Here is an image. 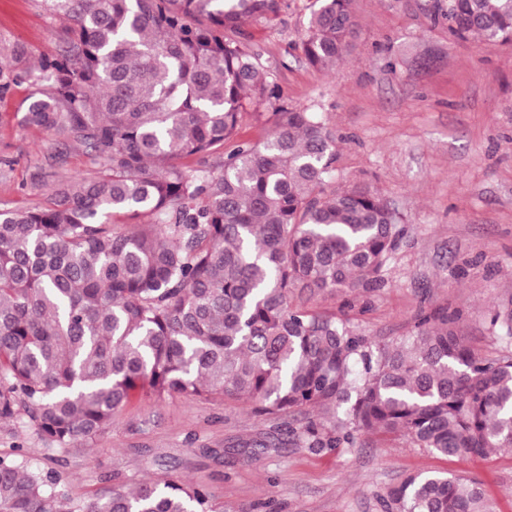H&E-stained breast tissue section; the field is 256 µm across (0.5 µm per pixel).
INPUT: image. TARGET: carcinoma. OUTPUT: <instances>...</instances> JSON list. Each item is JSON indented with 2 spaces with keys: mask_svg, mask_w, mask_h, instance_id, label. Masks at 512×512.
<instances>
[{
  "mask_svg": "<svg viewBox=\"0 0 512 512\" xmlns=\"http://www.w3.org/2000/svg\"><path fill=\"white\" fill-rule=\"evenodd\" d=\"M278 2L40 0L69 26L59 53L25 72L35 89L23 121L84 148L98 171L43 207L0 210V423L25 415L68 451L100 439L135 392L207 394L256 417H336L291 430L318 454L395 433L446 457L511 452L512 352L478 356L458 314L422 310L386 341L294 303L297 288L382 287L404 227L371 186L332 185L335 134L319 113L280 103L234 37ZM352 2L314 0L310 65L346 55ZM444 16L457 39L512 42V0H448ZM264 104L274 128L236 139L242 111ZM116 214L134 222L118 231ZM489 322L512 345V297ZM380 504L490 512L480 482L452 473L410 475ZM0 512L74 509L60 476L1 456ZM84 512L216 508L206 487L158 478L115 484Z\"/></svg>",
  "mask_w": 512,
  "mask_h": 512,
  "instance_id": "obj_1",
  "label": "carcinoma"
}]
</instances>
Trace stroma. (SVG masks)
<instances>
[{
	"mask_svg": "<svg viewBox=\"0 0 512 512\" xmlns=\"http://www.w3.org/2000/svg\"><path fill=\"white\" fill-rule=\"evenodd\" d=\"M312 3L280 0L275 16L243 24L240 39L285 104L320 113L335 132V184L377 188L405 227L385 286L346 298L351 328L398 336L420 309L446 308L478 355L499 357L488 310L512 296V43L457 40L446 0H354L353 48L319 70L302 49ZM63 27L38 0H0V46L25 49L0 79L1 210L46 204L60 181L98 170L81 147L22 122L31 87L19 75L60 51ZM346 299L306 306L336 313ZM272 436L281 446L261 447ZM287 437L281 420L233 400L136 396L83 450L48 449L23 418L0 423V456L20 448L32 469L60 474L76 512L108 475L201 484L224 512H381L380 497L406 476L435 472L477 479L491 512H512V452L442 457L399 435L382 448L362 435L316 454Z\"/></svg>",
	"mask_w": 512,
	"mask_h": 512,
	"instance_id": "1",
	"label": "stroma"
}]
</instances>
